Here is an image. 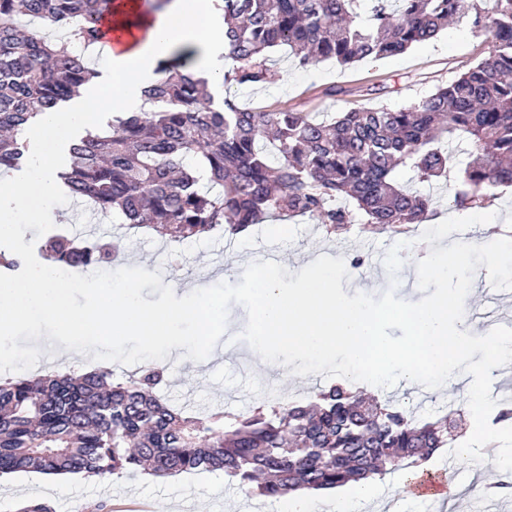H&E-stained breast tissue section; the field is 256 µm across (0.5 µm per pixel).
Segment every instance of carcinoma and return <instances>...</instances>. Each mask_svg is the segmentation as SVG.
Listing matches in <instances>:
<instances>
[{
    "instance_id": "obj_1",
    "label": "carcinoma",
    "mask_w": 512,
    "mask_h": 512,
    "mask_svg": "<svg viewBox=\"0 0 512 512\" xmlns=\"http://www.w3.org/2000/svg\"><path fill=\"white\" fill-rule=\"evenodd\" d=\"M105 0H0V173L29 163L25 130L80 94L94 77L75 47L101 40ZM215 0L224 19V85L269 82L270 52L288 48L304 66H342L405 53L452 19L487 34L489 54L430 95L400 108L313 114L256 110L187 72L188 56L160 64L149 107L121 112L108 128L69 145L60 174L74 199L118 211L128 230H153L176 245L269 218L311 217L339 239L352 202L368 229L405 235L433 216L432 200L396 179H448V143L472 144L457 170L453 205L488 208L512 187V0ZM49 19L68 38H36L20 19ZM55 265L121 264L118 245L67 231L40 247ZM21 259L0 248V273ZM164 368L122 382L112 371L48 372L0 381V475L105 476L143 467L155 476L224 471L257 494L278 498L359 483L418 467L454 441L448 415L416 422L343 384L319 386L313 402L259 407L224 422L174 410L157 394Z\"/></svg>"
}]
</instances>
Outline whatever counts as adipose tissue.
I'll return each instance as SVG.
<instances>
[{
	"mask_svg": "<svg viewBox=\"0 0 512 512\" xmlns=\"http://www.w3.org/2000/svg\"><path fill=\"white\" fill-rule=\"evenodd\" d=\"M113 14L130 41L121 48L99 42L84 53V61L97 66L101 77L71 111L45 113L34 132L39 148L28 176L0 184V239L13 238L18 225L54 217L60 197L57 145L73 128L93 124L103 107L128 110L143 104L145 90L158 79L160 62L178 51L191 53L192 70L221 87L224 25L213 16L212 0H171L154 16L140 12L138 0H118Z\"/></svg>",
	"mask_w": 512,
	"mask_h": 512,
	"instance_id": "obj_1",
	"label": "adipose tissue"
}]
</instances>
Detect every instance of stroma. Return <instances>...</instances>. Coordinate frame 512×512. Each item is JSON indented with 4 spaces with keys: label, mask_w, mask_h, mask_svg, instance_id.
<instances>
[{
    "label": "stroma",
    "mask_w": 512,
    "mask_h": 512,
    "mask_svg": "<svg viewBox=\"0 0 512 512\" xmlns=\"http://www.w3.org/2000/svg\"><path fill=\"white\" fill-rule=\"evenodd\" d=\"M490 44L469 23H452L435 39L416 45L406 53L380 59L363 60L348 66L325 61L303 66L286 51L272 53L270 66L274 79L255 86H232L231 95L243 106L288 107L300 112H343L352 108L387 106L400 108L432 93L449 79L465 72L487 56ZM400 182L433 199L434 222L455 215L450 199L453 182H419L410 169L397 173ZM66 226L94 236L111 237L118 232L122 218L117 214L89 212L80 202L62 196ZM399 237L390 232L366 233L359 224L341 240L325 237L316 220L299 217L289 221L284 234H271L267 224L228 235L217 233L184 241L169 247L152 233L124 234L122 247L125 266L160 271L162 280L176 296L186 295L189 285L201 288L226 282L238 283L242 262L271 259L291 272H298L307 261L326 254L350 260L363 258L360 268L351 270L343 289L347 294L364 292L373 296L394 289L404 301H417L422 292L417 283L416 247L401 251L402 264L396 275H389L384 259ZM489 277L473 280L465 301V317L471 332L484 335L494 327L512 328V290L500 291L497 300L485 297ZM230 330L218 342V353L207 364L174 357L164 365V381L159 393L172 406L195 414L214 410L238 415L283 400L305 402L316 386L327 385L323 375L309 379L289 377L285 369L256 373L251 348L241 338L247 313L241 305L228 311ZM381 400H390L415 419L437 418L447 405L461 411L459 437L467 439L473 418L463 388L447 390L442 396L415 393L395 385L377 390ZM493 464L467 465L454 462L448 475L451 497L448 503H430L412 498L404 491V472L395 470L379 477L378 505L396 502L399 512H506L503 500L487 491V480L499 479ZM42 474L18 472L0 477V506L5 512H20L34 501L48 503L54 512H131L143 506L147 512H162L169 499L191 502L195 512H279V502L252 493L220 471H194L145 479L142 471H125L105 477L71 476L54 494H46Z\"/></svg>",
    "instance_id": "1"
}]
</instances>
